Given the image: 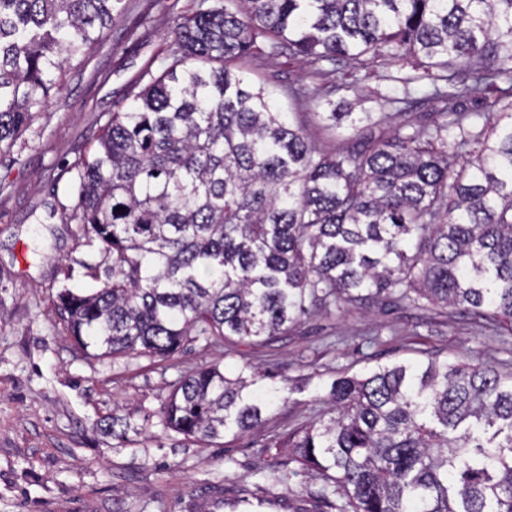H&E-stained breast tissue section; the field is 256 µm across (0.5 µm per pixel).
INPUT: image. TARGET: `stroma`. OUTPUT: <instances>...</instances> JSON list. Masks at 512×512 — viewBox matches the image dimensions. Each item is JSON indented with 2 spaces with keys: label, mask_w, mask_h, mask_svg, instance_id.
Here are the masks:
<instances>
[{
  "label": "stroma",
  "mask_w": 512,
  "mask_h": 512,
  "mask_svg": "<svg viewBox=\"0 0 512 512\" xmlns=\"http://www.w3.org/2000/svg\"><path fill=\"white\" fill-rule=\"evenodd\" d=\"M196 0H127L107 36L67 64L31 133L0 156V512H192L212 488L225 498H277L285 512H337L319 499L323 481L297 462L273 482L264 462L269 438L318 419L336 377L378 364L484 362L512 371V335L500 336L464 313L445 323L433 312L400 304L367 305L314 317L271 345L231 350L192 342L159 361L95 359L76 353L55 311L61 287L89 292L101 262L73 224L49 219L67 202L65 162L88 152L105 113L146 84L172 47L177 13ZM253 80L275 87L283 111L298 113L307 137L326 148L346 146L354 132H331L313 106L289 99L290 84L321 82L285 57L263 58ZM226 371L259 366L289 379L262 426L222 443L192 445L159 416L173 385L202 365ZM133 408L125 439L96 429L119 406Z\"/></svg>",
  "instance_id": "1"
}]
</instances>
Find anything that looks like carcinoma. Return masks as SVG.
Masks as SVG:
<instances>
[{
    "label": "carcinoma",
    "instance_id": "obj_1",
    "mask_svg": "<svg viewBox=\"0 0 512 512\" xmlns=\"http://www.w3.org/2000/svg\"><path fill=\"white\" fill-rule=\"evenodd\" d=\"M123 0H0V154L31 129L66 63ZM170 62L71 165L60 220L97 243L90 293L63 288L74 349L166 358L201 336L269 344L315 314L403 303L512 335V0H198ZM288 56L353 77L396 68L381 106L426 109L407 131L321 149L247 72ZM481 104L459 112V102ZM327 128L370 112L317 113ZM256 369L198 367L166 428L216 444L286 401ZM328 418L267 448L339 495L338 512H512V372L377 365L328 388ZM115 438L130 429L110 416Z\"/></svg>",
    "mask_w": 512,
    "mask_h": 512
}]
</instances>
